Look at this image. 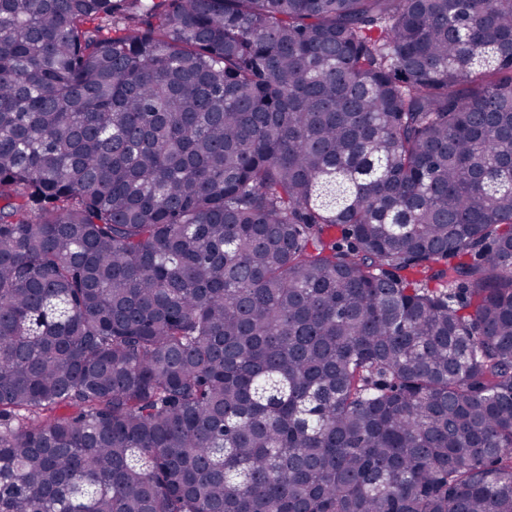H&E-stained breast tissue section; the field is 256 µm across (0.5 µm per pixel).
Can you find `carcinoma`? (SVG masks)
<instances>
[{
    "mask_svg": "<svg viewBox=\"0 0 512 512\" xmlns=\"http://www.w3.org/2000/svg\"><path fill=\"white\" fill-rule=\"evenodd\" d=\"M0 512H512V0H0Z\"/></svg>",
    "mask_w": 512,
    "mask_h": 512,
    "instance_id": "carcinoma-1",
    "label": "carcinoma"
}]
</instances>
